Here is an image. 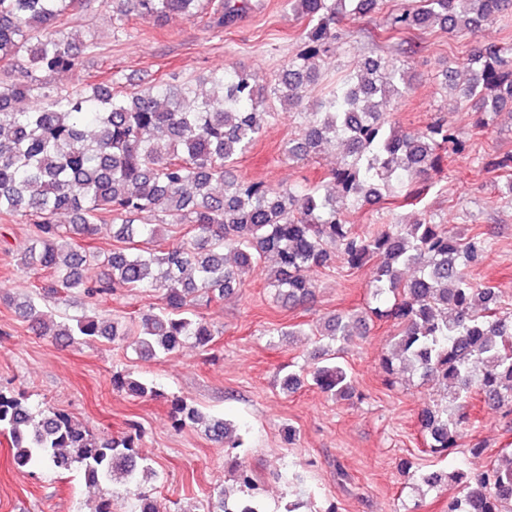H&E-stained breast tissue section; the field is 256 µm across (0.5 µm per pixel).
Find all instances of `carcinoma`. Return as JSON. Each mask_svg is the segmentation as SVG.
I'll list each match as a JSON object with an SVG mask.
<instances>
[{"mask_svg":"<svg viewBox=\"0 0 512 512\" xmlns=\"http://www.w3.org/2000/svg\"><path fill=\"white\" fill-rule=\"evenodd\" d=\"M80 3L0 0V218L32 225L22 265L48 275L44 293L76 290L96 301L122 291L162 290L160 307L128 334L139 353L168 356L189 342L210 346L214 333L194 310L195 301L224 299L266 256L274 260L268 287L284 306L307 302L315 288L310 272L333 267L336 257L352 269L378 258L365 314L332 315L310 335L347 344L365 335L373 318L392 323L394 343L382 359L387 383L412 373L447 390L448 405L420 415L434 457L457 449V430L469 420L473 395L512 414V308L502 305L497 288L469 275L493 250V235L452 236L428 214L365 231L348 220L356 205H374L393 187L402 203H420L436 184L443 156L466 150L464 133L441 116L413 130L392 120L389 107L411 87L406 60L364 59L305 112L283 153L303 161L325 145L342 147L343 165L323 180L283 188L225 178V169L258 142L272 103L290 111L302 107L308 88L320 84V61L344 35L345 22L371 13L379 0H284L285 10L305 23L304 48L266 87L234 68L210 72L205 91L190 82H162L123 93L114 90L116 73L109 84L48 88L45 76L72 71L80 53L98 50L94 38L77 44L65 33L68 14ZM111 3L115 29L127 36L133 15L159 24L210 9L212 29L222 30L251 9L249 0ZM508 8L509 0H405L388 15L383 32L408 45L435 24L453 36H472L469 78L459 79L451 66L443 77L459 102L475 103L473 127L483 129L512 112V43L485 44L477 33ZM44 88L43 106L30 109L29 98ZM490 166L512 196V153ZM65 213L71 222L56 223ZM100 224L112 225V250L79 252L77 238L96 235ZM186 226L188 241L148 247L163 231L180 234ZM90 262L102 267L91 281L81 272ZM407 269L414 271L409 279ZM13 303L42 336L73 342L120 335L115 322L95 315L56 324L29 293ZM340 352L336 348L314 367L310 381L335 400H351L358 390ZM112 387L160 396L128 373H112ZM170 405L175 426L201 423L214 442L245 447L224 420L209 419L177 397ZM0 435L9 436L19 467L41 461L57 472L76 468L97 485L112 483L118 473L137 496L139 512H160L141 488L154 473L132 451L135 423L121 436L95 437L66 411L35 408L24 395L0 389ZM227 465L237 488L224 490L212 512H236L242 497L252 501L250 512H265L253 471L237 456ZM442 485L457 489L448 512H512V452L474 469L422 473L417 490Z\"/></svg>","mask_w":512,"mask_h":512,"instance_id":"obj_1","label":"carcinoma"}]
</instances>
